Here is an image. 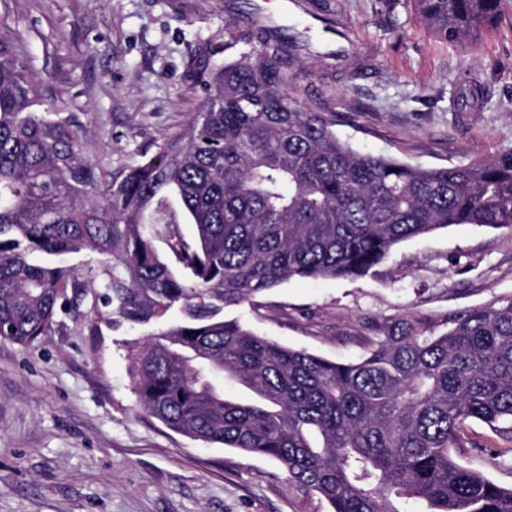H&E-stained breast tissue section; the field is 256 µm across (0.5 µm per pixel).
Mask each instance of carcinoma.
Here are the masks:
<instances>
[{"label": "carcinoma", "mask_w": 512, "mask_h": 512, "mask_svg": "<svg viewBox=\"0 0 512 512\" xmlns=\"http://www.w3.org/2000/svg\"><path fill=\"white\" fill-rule=\"evenodd\" d=\"M441 40L471 48L502 0H415ZM203 49L204 97L143 164L106 172L84 125L0 37V326L27 347L93 289L97 319L146 329L129 346L137 408L192 440L280 464L332 512H512V488L459 463L469 422L512 454V297L435 330L407 313L356 360L260 336L224 308L291 279L367 275L438 229H512V150L423 168L362 153L335 114L298 104L301 34L247 18ZM191 224L192 237L180 225ZM164 241L161 253L156 242ZM99 255L82 273L62 263Z\"/></svg>", "instance_id": "carcinoma-1"}]
</instances>
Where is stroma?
I'll return each instance as SVG.
<instances>
[{"mask_svg": "<svg viewBox=\"0 0 512 512\" xmlns=\"http://www.w3.org/2000/svg\"><path fill=\"white\" fill-rule=\"evenodd\" d=\"M348 55L288 62L300 104L336 115L341 139L424 167L512 150V0L478 45L437 38L412 0H331ZM224 0H0V36L84 124L103 168L150 159L199 103L188 66L224 39ZM484 89L465 98L471 82ZM512 296V231L452 226L402 243L361 278L291 280L225 309L257 333L342 362L405 313L434 324ZM48 336L0 340V512H329L263 456L191 440L140 412L126 359L143 328L112 329L71 297ZM460 460L504 487L490 430Z\"/></svg>", "mask_w": 512, "mask_h": 512, "instance_id": "stroma-1", "label": "stroma"}]
</instances>
